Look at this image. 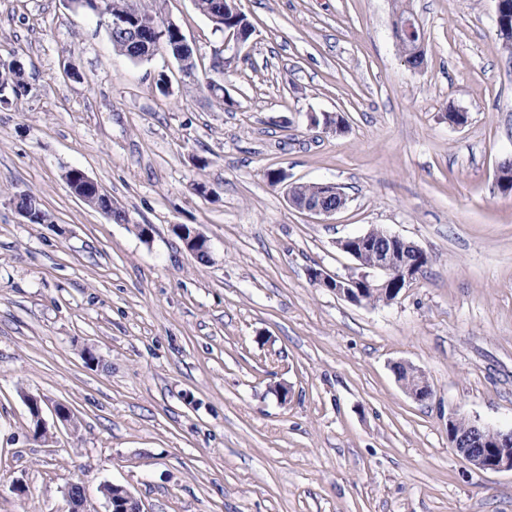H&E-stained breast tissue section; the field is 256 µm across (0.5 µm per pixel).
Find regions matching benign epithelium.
Instances as JSON below:
<instances>
[{
    "label": "benign epithelium",
    "mask_w": 512,
    "mask_h": 512,
    "mask_svg": "<svg viewBox=\"0 0 512 512\" xmlns=\"http://www.w3.org/2000/svg\"><path fill=\"white\" fill-rule=\"evenodd\" d=\"M496 23L500 29L512 30V0H496ZM107 29L120 36L126 44L140 48V60H148L159 52L171 53L170 47L159 37L150 34V30L138 25L126 15L106 16ZM421 32L419 20L412 14L399 20L394 33L408 37ZM173 54V53H171ZM173 57L178 62L181 75L190 77L193 70L187 68L179 53ZM65 177L81 179L85 194L80 199L108 217H113L117 206L100 185L84 171L72 168ZM320 193L311 200L290 199L294 207L316 216L329 217L340 211L338 207L327 205L328 199L340 197L343 192L334 183L318 184ZM172 230L182 239L185 247L194 256L201 254L210 257L207 239L195 228L183 224L172 225ZM342 251L356 262L359 272L345 277L330 275L322 271L312 273V281L328 288L336 295L355 304H364L368 296H381L383 302H394L403 290L411 287L417 280L427 253L418 245L398 235L371 229L368 232L339 241ZM407 370L406 376L397 377L404 390L416 401H427L432 397V389L424 372L418 367L402 362L398 364ZM26 406L33 421L39 424V430L50 434L43 417L46 399L41 396H25ZM461 417L453 414L448 417V435L462 460L471 468L482 471H512V430L504 432L490 426L467 421V427L461 431L458 422ZM101 492L107 501V512H143L140 503L124 487L104 484ZM69 512H81L85 494L81 485H70L66 492Z\"/></svg>",
    "instance_id": "obj_1"
}]
</instances>
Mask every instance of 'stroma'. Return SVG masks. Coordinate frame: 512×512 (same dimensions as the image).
Wrapping results in <instances>:
<instances>
[{
	"label": "stroma",
	"instance_id": "obj_1",
	"mask_svg": "<svg viewBox=\"0 0 512 512\" xmlns=\"http://www.w3.org/2000/svg\"><path fill=\"white\" fill-rule=\"evenodd\" d=\"M141 5L180 25L198 84L170 55L129 60L68 0H0V57L31 85L0 107V512H68L72 482L86 512H107L108 483L143 512H512V471L470 468L448 438L455 412L512 429V193L497 185L512 53L495 0H240L238 50L193 0ZM400 6L422 23L423 69L399 52ZM214 76L225 100L201 87ZM71 167L127 223L78 199ZM326 182L347 197L333 216L289 203L288 186ZM22 192L50 223H23ZM175 224L207 238L208 262ZM372 228L429 255L412 288L356 305L312 282L354 272L337 242ZM399 361L430 400L404 391ZM28 394L69 407L74 429L34 439ZM403 367L407 370L405 377H400L398 369ZM396 377L404 390L416 401H427L432 397V389L424 372L408 362L399 363L396 366Z\"/></svg>",
	"mask_w": 512,
	"mask_h": 512
}]
</instances>
